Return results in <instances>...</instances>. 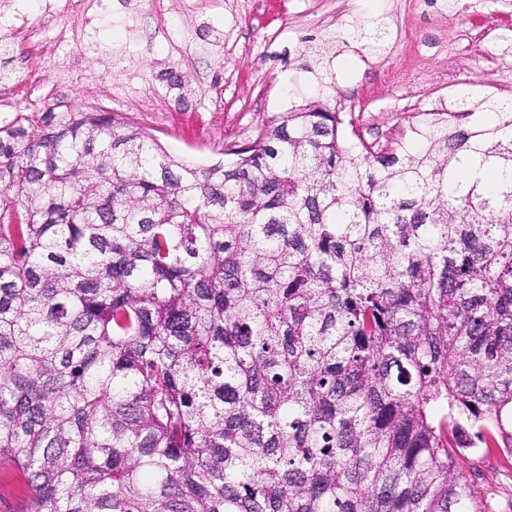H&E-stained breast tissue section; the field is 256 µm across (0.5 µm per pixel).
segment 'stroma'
<instances>
[{
    "label": "stroma",
    "instance_id": "stroma-1",
    "mask_svg": "<svg viewBox=\"0 0 512 512\" xmlns=\"http://www.w3.org/2000/svg\"><path fill=\"white\" fill-rule=\"evenodd\" d=\"M109 0L89 25L58 17L69 42L60 58L32 51L19 32L0 26V55L21 51L37 80L53 85L41 102L19 96L0 120L19 112L77 106L114 112L146 128L166 152L197 165L226 158L264 124L323 96L351 115L364 137H397L413 111L466 94L512 98V0H488L489 35L458 41L469 17L452 0ZM381 27L380 39L366 31ZM422 53H415V45ZM138 72L151 93L126 101L104 97L124 69ZM97 75L75 81V72ZM180 77L197 102L224 101L223 113L196 129L173 120L167 79ZM457 467L474 480L471 512H512V468L501 453L472 448Z\"/></svg>",
    "mask_w": 512,
    "mask_h": 512
}]
</instances>
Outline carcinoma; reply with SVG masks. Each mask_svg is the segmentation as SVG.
I'll list each match as a JSON object with an SVG mask.
<instances>
[{
	"label": "carcinoma",
	"mask_w": 512,
	"mask_h": 512,
	"mask_svg": "<svg viewBox=\"0 0 512 512\" xmlns=\"http://www.w3.org/2000/svg\"><path fill=\"white\" fill-rule=\"evenodd\" d=\"M344 124L207 167L111 112L0 130L20 512H469L457 456H512V101Z\"/></svg>",
	"instance_id": "carcinoma-1"
}]
</instances>
